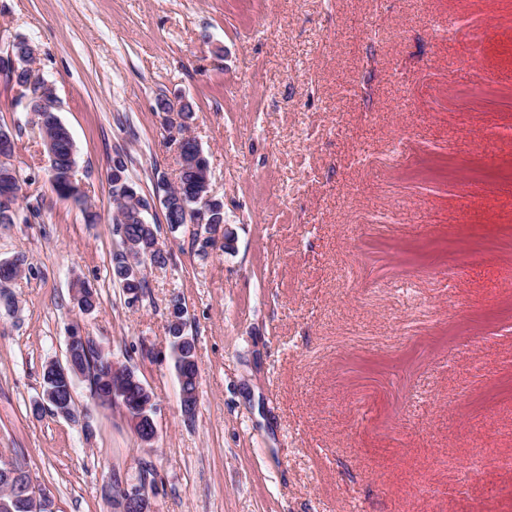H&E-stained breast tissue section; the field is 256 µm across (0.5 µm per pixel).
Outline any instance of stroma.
<instances>
[{"mask_svg": "<svg viewBox=\"0 0 512 512\" xmlns=\"http://www.w3.org/2000/svg\"><path fill=\"white\" fill-rule=\"evenodd\" d=\"M18 36L55 84L84 199L52 192L0 77L24 179L0 224V260L23 266L0 310V456L58 512H119L113 481L145 475L154 512H512V467L463 473L512 457V0H0V55ZM180 95L225 224L154 210L168 261L131 305L108 173L120 151L148 199L177 181L154 105ZM76 324L151 393V444L84 379L80 421L33 415ZM192 339V338H191ZM176 371L181 369L180 399L185 414L193 415L197 404L198 366L195 354L194 340L186 341L175 353Z\"/></svg>", "mask_w": 512, "mask_h": 512, "instance_id": "stroma-1", "label": "stroma"}]
</instances>
